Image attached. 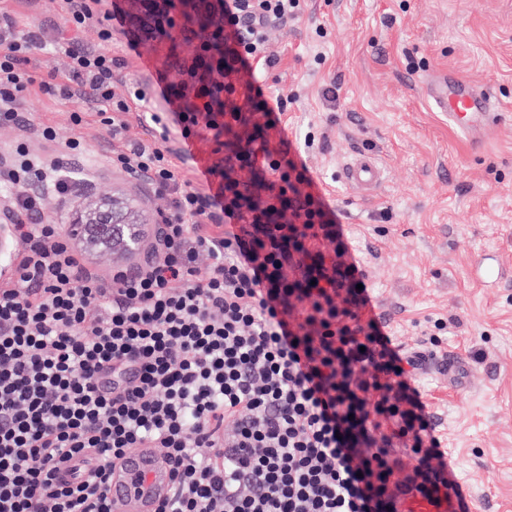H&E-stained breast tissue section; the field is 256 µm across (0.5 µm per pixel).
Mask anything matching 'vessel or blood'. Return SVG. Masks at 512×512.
<instances>
[{
	"label": "vessel or blood",
	"instance_id": "1",
	"mask_svg": "<svg viewBox=\"0 0 512 512\" xmlns=\"http://www.w3.org/2000/svg\"><path fill=\"white\" fill-rule=\"evenodd\" d=\"M427 98L472 142L483 140L496 118L488 92L451 74L433 77L425 85ZM344 182L367 192L380 183L381 166L361 154L342 169ZM175 491L169 461L153 448L126 455L112 472L108 484L113 512H154L158 503L172 499Z\"/></svg>",
	"mask_w": 512,
	"mask_h": 512
}]
</instances>
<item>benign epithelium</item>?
I'll use <instances>...</instances> for the list:
<instances>
[{"label":"benign epithelium","mask_w":512,"mask_h":512,"mask_svg":"<svg viewBox=\"0 0 512 512\" xmlns=\"http://www.w3.org/2000/svg\"><path fill=\"white\" fill-rule=\"evenodd\" d=\"M68 223L78 227L88 243L112 249L133 260L147 247V239L135 217L131 202L101 198L72 206ZM16 249L11 208L0 203V262Z\"/></svg>","instance_id":"benign-epithelium-1"}]
</instances>
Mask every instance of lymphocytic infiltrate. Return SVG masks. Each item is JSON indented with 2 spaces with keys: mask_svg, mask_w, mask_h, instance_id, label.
<instances>
[{
  "mask_svg": "<svg viewBox=\"0 0 512 512\" xmlns=\"http://www.w3.org/2000/svg\"><path fill=\"white\" fill-rule=\"evenodd\" d=\"M99 3L57 0L66 34L52 43L0 17V125L28 124L22 105L35 87L98 103L115 139L140 111L159 144L113 151L112 166L146 179L170 206L154 254L107 280L84 267L58 225L31 221L42 190L68 197L62 174L82 143L50 160L16 146L7 181L17 189L18 254L0 287V512H112L110 474L132 448L158 449L172 465L175 496L156 512L449 504L460 487L416 364L381 324L362 321L370 294L351 242L282 139V104L247 78L274 65L266 30L295 16L300 0H204L219 18L198 28L178 27L173 0H145L135 19ZM158 16L194 50L145 85L121 74L109 45L134 22L138 49ZM93 21L98 44H79ZM51 44L68 70L41 81L29 63ZM241 133L245 144L227 147ZM204 140L216 158L202 179H187L182 164ZM245 167L256 184L237 178ZM61 464L77 474L56 485Z\"/></svg>",
  "mask_w": 512,
  "mask_h": 512,
  "instance_id": "obj_1",
  "label": "lymphocytic infiltrate"
}]
</instances>
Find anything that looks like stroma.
<instances>
[{"instance_id":"obj_1","label":"stroma","mask_w":512,"mask_h":512,"mask_svg":"<svg viewBox=\"0 0 512 512\" xmlns=\"http://www.w3.org/2000/svg\"><path fill=\"white\" fill-rule=\"evenodd\" d=\"M0 10L21 29L62 22L51 0H0ZM268 43L278 63L265 92L285 100L288 138L339 210L372 297L392 315L388 332L422 358L420 388L466 512H512V0H303L298 17L271 26ZM140 51L143 64L124 73L146 81L190 46L159 35ZM440 73L492 95L497 119L481 146L426 97L425 81ZM330 86L333 103L323 96ZM23 110L32 124L0 126L1 157L23 141L51 158L80 140L85 178L70 200L134 198L153 235L168 198L110 164L121 141H145L137 114L116 141L84 100L35 89ZM39 125L54 142L37 135ZM361 153L383 169L368 195L339 178ZM486 258L503 283L482 280Z\"/></svg>"}]
</instances>
